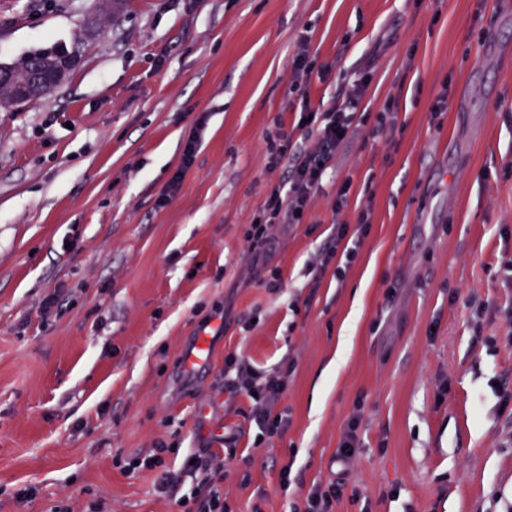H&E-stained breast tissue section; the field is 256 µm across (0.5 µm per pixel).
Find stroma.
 Wrapping results in <instances>:
<instances>
[{"label":"stroma","instance_id":"obj_1","mask_svg":"<svg viewBox=\"0 0 512 512\" xmlns=\"http://www.w3.org/2000/svg\"><path fill=\"white\" fill-rule=\"evenodd\" d=\"M100 2L0 0V63L83 55L48 98L0 107V512H179L114 455L162 442L174 470L227 437L234 512H293L339 473L335 512H512V0H123L77 46ZM304 37L324 72L294 89ZM366 74L364 105L397 101L403 130L352 135L305 223L274 227L267 287L245 233L285 177L268 139L281 122L304 142L301 101L326 110ZM365 205L355 259L318 275L336 221ZM52 294L62 316L42 311ZM231 353L289 365L282 436L256 444L249 401L224 391ZM358 402L363 448L340 468ZM26 485L39 495L16 500ZM208 121L209 114L206 112L199 113L195 119L193 130L183 143L180 162L156 200L158 208L166 207L180 192L185 173L195 162L203 135L208 127Z\"/></svg>","mask_w":512,"mask_h":512}]
</instances>
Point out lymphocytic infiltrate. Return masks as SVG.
I'll use <instances>...</instances> for the list:
<instances>
[{"label":"lymphocytic infiltrate","mask_w":512,"mask_h":512,"mask_svg":"<svg viewBox=\"0 0 512 512\" xmlns=\"http://www.w3.org/2000/svg\"><path fill=\"white\" fill-rule=\"evenodd\" d=\"M367 86L364 80L353 84L326 111L314 112L303 108L301 116L307 121L308 133L314 137L312 146L294 145L291 134L282 129L277 131L278 144L270 149L269 164L285 166L286 177L271 190L257 215L256 224L251 225L246 234L253 260H262L271 249L274 225L304 223L313 200L324 191L325 178L335 164L337 153L354 128L369 126L374 135L395 128L396 123L391 116L398 108L396 101H389L383 112L374 117L362 108ZM208 121L209 115L205 112L195 119L193 130L183 143L180 162L156 200L157 207H166L180 192L184 176L195 162ZM369 216L370 210L365 207L361 209L356 224L337 223L329 242L317 257L315 268L318 272H326L338 248H345L347 257L355 258L358 245L368 233ZM225 363L232 375L225 379L224 388L249 399L251 416L261 435L270 438L285 432L288 416L279 411L277 405L287 386V370L279 368L262 372L232 354L227 355ZM165 449V444H157L151 455L140 457L136 462L128 461L127 470H161L157 489L168 496L173 495L184 480H191L192 491L181 504L180 512H227L222 488L223 465L216 453L200 449L194 452L192 461L183 462L179 472L174 473L166 468Z\"/></svg>","instance_id":"f902f5d3"}]
</instances>
